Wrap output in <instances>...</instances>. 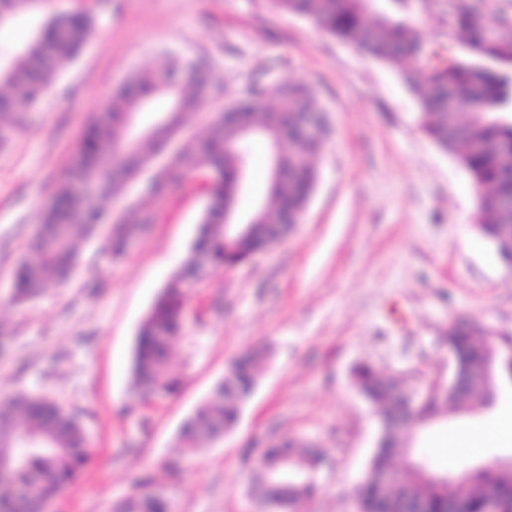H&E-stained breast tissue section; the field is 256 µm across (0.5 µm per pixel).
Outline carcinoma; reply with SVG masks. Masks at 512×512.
Wrapping results in <instances>:
<instances>
[{
    "instance_id": "obj_1",
    "label": "carcinoma",
    "mask_w": 512,
    "mask_h": 512,
    "mask_svg": "<svg viewBox=\"0 0 512 512\" xmlns=\"http://www.w3.org/2000/svg\"><path fill=\"white\" fill-rule=\"evenodd\" d=\"M281 12L308 20L318 30L386 65L407 63L403 83L417 103L419 128L439 149L452 155L479 189L478 213L482 232L492 241L512 234V0H444L443 26L461 41L458 52L443 43L423 41L421 19L432 13L439 0H272ZM500 26L494 38L484 35L490 19ZM93 32L88 10L54 14L25 50L7 68L0 69V114L23 106H38L60 70L61 61L76 57ZM174 79L180 86L183 112L161 136L127 143L125 112L158 97L157 87ZM207 87L205 65L195 59L168 55L153 70L133 74L117 91L108 94L99 111L106 124L94 120L72 156L67 179L56 186L41 217L28 253L13 272L14 297L24 301L66 279L80 263L76 238L94 236L106 223V205L112 193L153 159H168L151 184L149 195L160 198L179 189L202 171L208 204L189 255L181 270L167 283L142 321L133 360V390L138 395H169L181 385V375L171 366L174 342L185 331V289L212 267L233 268L249 256L288 235L291 224L279 223L283 210L303 215L315 190L318 173L311 158L319 153L321 139L308 136L299 126L304 113L318 112L309 87L289 83L273 87L250 82L230 111L239 120L218 116L205 137L170 150L173 137L197 110ZM468 109L466 122L457 112ZM262 132L281 135L282 180L269 185L270 200L251 233L229 244L224 240V213L234 210L240 190L238 159L229 146L239 142V121ZM89 184L87 198L73 195L77 180ZM154 222L145 205L124 217L109 237V252L124 254L146 225ZM461 366L466 371L481 366L479 336L454 338ZM261 351L234 359L224 377L182 424L179 442L195 445L218 440L235 425L239 406L252 394ZM352 382L378 411L381 444L357 490L358 512H409L405 489L413 485L406 470L394 492L382 494L374 475L394 467L393 450L399 435L396 424H425L439 416L443 406L459 399L445 393L429 401H411L413 390L402 387L374 366L360 362L351 369ZM296 449L279 439L262 454L265 461ZM0 456L10 458L0 471V512H48L61 490L74 481L88 459V440L79 417L48 394L20 392L0 402ZM304 468L313 473L324 461L319 449L300 452ZM494 485L501 497L512 499V486L500 481L489 466L474 469L444 492L420 489L423 512H448L446 495L465 504L466 512L480 508L484 486ZM141 481L116 501L112 512H170L169 500L148 492ZM315 490L314 478L298 487L288 502L294 509Z\"/></svg>"
}]
</instances>
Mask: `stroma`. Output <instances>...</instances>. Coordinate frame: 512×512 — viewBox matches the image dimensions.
<instances>
[{"mask_svg":"<svg viewBox=\"0 0 512 512\" xmlns=\"http://www.w3.org/2000/svg\"><path fill=\"white\" fill-rule=\"evenodd\" d=\"M84 9L93 35L0 147V398L46 393L83 411L89 443L80 476L50 512H111L145 476L174 512H262L254 478L278 436L328 452L316 496L296 512H356L380 425L352 386L351 367L367 362L413 387L448 376L440 336L454 314L512 333V268L479 231L474 184L420 131L398 68L271 0H30L0 26V68L51 14ZM166 51L203 59L211 78L178 141L204 135L254 79L308 84L329 134L300 224L251 262L210 270L188 289L186 336L172 348L182 385L142 400L132 389L136 335L188 256L207 204L199 183L154 202L153 224L123 257L110 256L107 232L81 241L80 268L34 299L15 300L12 271L100 99ZM241 148L243 220L268 195L269 159L260 138ZM93 276L101 288H91ZM252 349L267 356L235 427L222 440L181 447L182 422L229 361ZM511 414L512 384L503 381L490 407L449 409L432 428L403 430L401 441L434 470L458 474L511 457L512 443L492 438L450 453L440 444Z\"/></svg>","mask_w":512,"mask_h":512,"instance_id":"obj_1","label":"stroma"}]
</instances>
